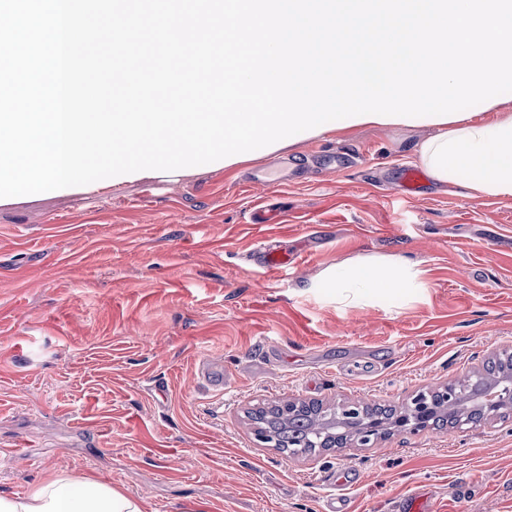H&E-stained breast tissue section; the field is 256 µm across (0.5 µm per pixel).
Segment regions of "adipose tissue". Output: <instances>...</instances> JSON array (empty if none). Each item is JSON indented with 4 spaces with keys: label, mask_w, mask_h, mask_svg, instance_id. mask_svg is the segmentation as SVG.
I'll return each mask as SVG.
<instances>
[{
    "label": "adipose tissue",
    "mask_w": 512,
    "mask_h": 512,
    "mask_svg": "<svg viewBox=\"0 0 512 512\" xmlns=\"http://www.w3.org/2000/svg\"><path fill=\"white\" fill-rule=\"evenodd\" d=\"M323 282L340 296L356 288L409 292L418 270L401 261L366 260L328 270ZM0 512H143L140 502L111 484L65 470L50 472L23 495L0 494Z\"/></svg>",
    "instance_id": "obj_1"
}]
</instances>
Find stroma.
<instances>
[{
	"instance_id": "obj_1",
	"label": "stroma",
	"mask_w": 512,
	"mask_h": 512,
	"mask_svg": "<svg viewBox=\"0 0 512 512\" xmlns=\"http://www.w3.org/2000/svg\"><path fill=\"white\" fill-rule=\"evenodd\" d=\"M434 133L335 122L232 166L0 198V493L67 468L145 512H322L339 496L393 512L417 487L438 512H512V413L299 458L258 446L247 417L400 407L512 352V198L398 188ZM298 158L285 182L250 180ZM267 241L291 267L259 264ZM368 259L415 265L423 289L342 303L322 287ZM367 408L368 406H364L361 403H346L334 407L322 406L318 415L327 424V431H332L335 430L336 428V419L342 417L344 413L365 415V411Z\"/></svg>"
}]
</instances>
